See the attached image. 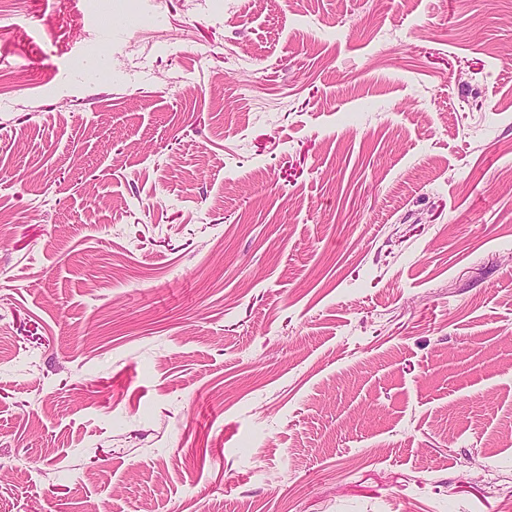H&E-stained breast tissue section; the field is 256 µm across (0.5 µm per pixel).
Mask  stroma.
I'll use <instances>...</instances> for the list:
<instances>
[{
  "label": "stroma",
  "instance_id": "35a3bbf8",
  "mask_svg": "<svg viewBox=\"0 0 512 512\" xmlns=\"http://www.w3.org/2000/svg\"><path fill=\"white\" fill-rule=\"evenodd\" d=\"M511 505L512 0H0V512Z\"/></svg>",
  "mask_w": 512,
  "mask_h": 512
}]
</instances>
